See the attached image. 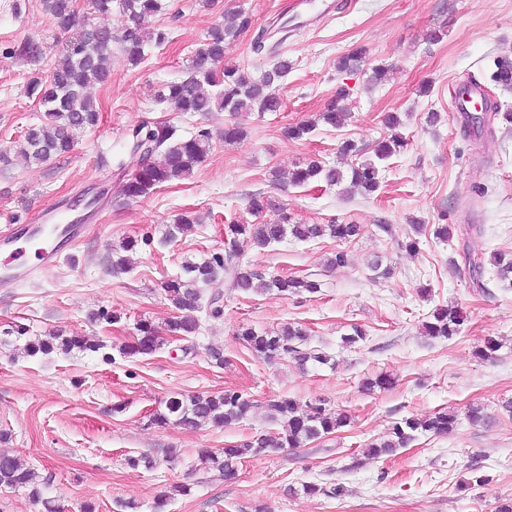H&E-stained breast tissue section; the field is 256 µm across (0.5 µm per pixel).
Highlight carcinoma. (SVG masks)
Listing matches in <instances>:
<instances>
[{
	"label": "carcinoma",
	"mask_w": 512,
	"mask_h": 512,
	"mask_svg": "<svg viewBox=\"0 0 512 512\" xmlns=\"http://www.w3.org/2000/svg\"><path fill=\"white\" fill-rule=\"evenodd\" d=\"M59 32L65 35L61 45V59L53 68L46 82L32 80L27 94L35 98L44 109L45 121L30 126L24 133L23 153L31 164H41L53 156L70 152L74 146L75 132L97 125L100 108L87 94L91 84H107L111 75L106 62L117 43L132 66L143 63L149 50L163 44L167 33L162 29L144 27L148 16L159 13L161 0H91L94 11L110 15L119 9L123 18L120 35L107 25L82 24L76 13L74 0H43ZM251 17L241 10L224 13L222 23L210 29L205 51L198 54L189 75L180 81L169 82L157 97V102L171 107L175 112H278L280 98L271 90L272 85L288 75L291 63L279 58L262 78L255 79L237 65L224 63V44L247 31ZM493 81L512 89V61L501 60L496 65ZM345 98L340 91L327 109L312 121L285 128L284 133L293 139L309 134L322 123L331 127L344 124L347 113L339 106ZM176 130L169 125L134 128L128 135L132 151L142 154L141 168L122 183V193L128 198L144 197L156 187L173 180L190 177L210 151V132L201 129L188 139L175 138ZM403 143L394 135L380 141L374 149L375 160H366L350 169V175L320 161L312 160L293 170L289 183L296 186L322 182L328 186L349 181V186L364 194L379 188V163L397 153ZM358 224H292L284 214L274 222L224 225L225 248L201 262H189L184 274L166 282L165 291L178 316L165 323L164 330L172 337L194 336L201 328L200 313L212 318L223 314V297L218 291L205 296L203 287L219 282L224 287L240 293L276 289L283 295L302 291L316 293L317 281L288 276L268 277L244 262L238 251V242L247 239L257 248H264L290 236L298 241H309L328 236L340 241H350L360 235ZM136 241L128 239L112 249V273L128 271L124 253L133 250ZM502 282L512 283V254L496 252L490 257ZM462 315L455 308H437L423 323L426 335L450 339L457 335ZM137 335L131 343L120 348L126 356L151 354L160 347L159 329L150 321L142 320L136 327ZM237 336L251 353L267 361L282 357L293 358L299 366L310 363L326 365L331 357L306 346V331L286 323L273 331H258L241 327ZM105 348L101 341L84 337L66 336L58 331L42 338L30 340L25 351L31 357L47 356L60 351L69 354L74 350L97 353ZM255 408V401L236 391H226L217 396H192L187 399L173 396L165 401L164 408L152 414L157 424H176L198 427L202 424L228 426L239 423ZM273 421L279 424L275 432L260 434L235 445H226L221 452L203 450L200 461L204 468L214 470L226 480L236 477L237 465L250 457L268 455L282 448H300L309 441L325 437L350 423V417L341 410H332L319 403H301L288 397L267 401ZM457 424V415L442 411L428 416L407 417L396 421L381 438L371 442L367 454L373 457L392 456L427 433L443 435ZM0 486L26 488L32 498L40 497L37 472L17 456L0 452Z\"/></svg>",
	"instance_id": "1"
}]
</instances>
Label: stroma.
Segmentation results:
<instances>
[{
	"mask_svg": "<svg viewBox=\"0 0 512 512\" xmlns=\"http://www.w3.org/2000/svg\"><path fill=\"white\" fill-rule=\"evenodd\" d=\"M335 13L314 21L305 0H164L149 18L166 30L139 66L128 64L113 47L110 81L91 87L101 109L99 124L76 132L70 153L39 165L25 164L17 150L28 126L43 114L26 85L49 77L64 40L41 0H0V236L26 228L36 208L65 206L90 186L108 192L82 222L79 236L59 251L55 265L37 278L0 283V331L14 325L35 339L59 329L67 336L102 341L110 360L87 353L28 356L21 343L0 342V449L20 456L40 477L41 501L28 490L0 489V512H497L512 499V286L499 281L489 258L512 251V89L492 80L499 59L512 60V0H337ZM241 9L251 28L224 47L226 63L260 77L273 54L293 64L273 91L277 112L208 115L173 111L156 100L167 81L187 77L208 30L227 10ZM288 23L283 42L267 40L265 52L253 40L266 29ZM443 33L429 41L431 31ZM41 43L38 59L17 55L24 42ZM364 47L365 58L342 72L338 60ZM385 80L371 81L374 68ZM488 94L495 112L470 128L452 109L451 96L465 84ZM346 89L343 126L318 125L301 139L285 126L314 119ZM398 114L388 128L383 117ZM437 113L429 122V113ZM245 129L225 144L227 124ZM164 123L177 138L205 129L211 133L206 159L191 177L157 187L149 196L122 195L115 171L134 174L141 157L125 136L138 125ZM405 145L380 165V187L372 195L344 193L342 186L277 182L310 160L341 170L371 159L375 145L391 134ZM352 141L357 154L340 152ZM269 198L260 215L248 209L251 197ZM287 213L295 224H357L353 241L332 238L299 242L286 238L266 248L244 241V261L270 275H316L321 290L286 297L274 290L224 292L220 318H202L198 335L165 339L149 355L120 354L137 322L164 326L176 311L164 284L179 276L185 258L224 249V226L232 221H275ZM192 213L201 222L190 232L169 237L177 217ZM451 225L443 243L434 228ZM137 246L127 273L113 275V246L124 238ZM417 238V253L403 244ZM349 256L333 268L336 251ZM381 256L391 269L380 277L369 264ZM480 269H473V262ZM441 306L464 315L453 339L425 336L423 322ZM120 314V323L95 320L99 311ZM285 323L305 328L311 348L329 353L334 367L303 369L290 358L269 363L255 357L238 338L239 325L274 329ZM363 342L343 347L352 326ZM502 347L486 361L475 350L486 340ZM224 353L216 365L212 350ZM392 377L388 390L364 391L366 378ZM235 390L256 399L248 420L229 427L161 425L151 419L172 394L218 395ZM286 395L322 401L345 410L351 422L302 448L246 459L236 479L205 470L201 449L225 445L272 430L267 400ZM482 404L489 420L474 426L469 404ZM445 409L458 423L445 436L424 434L395 455L370 457L368 445L398 420ZM152 457L154 469L130 468L127 457ZM482 483L463 488L471 474ZM341 485V497L300 494L301 484ZM175 483L191 492L159 506ZM297 495H290V488Z\"/></svg>",
	"mask_w": 512,
	"mask_h": 512,
	"instance_id": "stroma-1",
	"label": "stroma"
}]
</instances>
